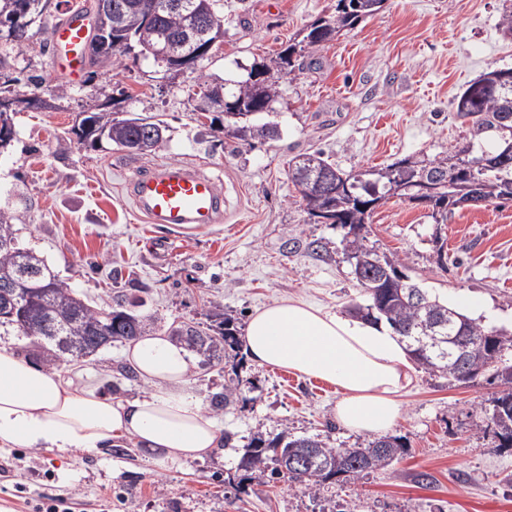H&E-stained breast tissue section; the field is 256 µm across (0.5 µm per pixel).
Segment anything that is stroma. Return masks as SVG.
<instances>
[{"instance_id":"35a3bbf8","label":"stroma","mask_w":512,"mask_h":512,"mask_svg":"<svg viewBox=\"0 0 512 512\" xmlns=\"http://www.w3.org/2000/svg\"><path fill=\"white\" fill-rule=\"evenodd\" d=\"M335 7L336 0H218L224 39L194 68L170 73L127 54L62 96L50 33L34 27L22 44L1 42L10 66L0 79L15 80L20 92L27 79L39 80L42 101L13 114L16 136L0 153V209L12 215L19 245L92 305L145 316L151 332L214 329L227 317L241 329L255 309L289 297L343 312L366 304L344 254L347 227L310 218L288 162L321 151L343 171H379L447 155L468 140L472 122L459 116L458 97L485 73L512 67V37L501 27L512 0H386L377 14L295 58L268 116L279 139L227 137L223 113L201 111L200 77L244 78ZM89 112L158 116L166 140L143 157L107 139L80 143L72 129ZM172 162L215 179L224 193L219 224L178 233L134 209L129 181ZM363 234L433 294L457 307L483 301L480 323L512 331L511 200L437 216L395 196L376 207ZM313 240L323 256L307 250ZM124 350L116 342L62 370L76 386L134 397L148 385L125 376ZM195 360L189 386L206 406L223 394L225 379L237 373L245 381L243 402L214 414L234 433L233 447L164 465L130 442L121 455L0 449L8 466L0 512H48L64 496L73 497L74 512H512V448L485 429L499 381L460 385L415 369L394 431L404 456L357 480L307 490L239 471L237 462L257 434L366 446L368 436L337 423L334 388L241 354Z\"/></svg>"}]
</instances>
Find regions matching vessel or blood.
<instances>
[{"instance_id": "obj_1", "label": "vessel or blood", "mask_w": 512, "mask_h": 512, "mask_svg": "<svg viewBox=\"0 0 512 512\" xmlns=\"http://www.w3.org/2000/svg\"><path fill=\"white\" fill-rule=\"evenodd\" d=\"M57 51L53 70L78 81L85 67V47L90 39L89 21L75 11L54 31ZM130 196L148 223L176 230H202L219 223L224 213V194L216 181L180 163H168L136 177Z\"/></svg>"}]
</instances>
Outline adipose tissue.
<instances>
[{"label":"adipose tissue","mask_w":512,"mask_h":512,"mask_svg":"<svg viewBox=\"0 0 512 512\" xmlns=\"http://www.w3.org/2000/svg\"><path fill=\"white\" fill-rule=\"evenodd\" d=\"M247 358L336 388V420L368 435L394 430L400 396L413 379L404 343L384 323L300 300L269 304L248 320ZM150 392L122 398L75 387L49 370L0 347V449L94 451L133 442L156 462L203 459L218 452L222 429L189 387L193 361L186 347L160 332L125 350Z\"/></svg>","instance_id":"adipose-tissue-1"}]
</instances>
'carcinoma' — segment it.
I'll return each mask as SVG.
<instances>
[{
    "mask_svg": "<svg viewBox=\"0 0 512 512\" xmlns=\"http://www.w3.org/2000/svg\"><path fill=\"white\" fill-rule=\"evenodd\" d=\"M164 0H112L123 7L134 21L132 45L140 50L156 43L164 34L176 36L193 23L181 11L165 9ZM196 10L211 17L215 25H224V17L215 10L217 0H191ZM384 0H337L335 13L310 26L303 39L288 46L286 53L274 61L276 71L287 69L294 55L332 40L352 28L361 19L378 13ZM126 52L114 47L87 59L88 67L103 69L115 64L117 55ZM498 83L491 85L487 77L470 84L459 96L457 111L473 121L472 141L444 158L414 162V178L435 187L434 194L417 201L429 203L441 213H450L464 206H478L494 199L512 200V67L496 70ZM279 96L278 79L271 68L252 69L247 77L233 83L224 98L237 101L245 111L274 104ZM162 124L152 116L118 119L110 112H93L83 119L78 137L94 139L102 129L106 137L120 148L134 138H146L152 128ZM224 132L240 141L272 139L278 136L277 126L256 120L224 117ZM316 163L305 168L293 157L288 174L295 185L316 178L326 170L337 168L320 153L314 152ZM404 159L386 167L385 174L371 181L363 174L345 175L346 186L341 193L325 187L321 194H301L306 209L315 221L325 224L349 225L344 252L354 277L367 297L368 304L354 312L361 318L386 322L407 344L410 359L419 367L440 373L457 382H471L487 372L499 380L504 389L493 398L486 410V428L499 441V447H512V332L488 329L461 310L429 294L401 270L396 257L379 255L365 244L360 234L368 223L375 204L394 191ZM17 289L23 295L21 307L0 305V336H22L43 349L56 365L96 355L101 349L99 333L105 329L112 341H130L146 333V319L126 310H111L112 318L102 316L103 309L94 307L62 283L51 277L44 261L35 253L17 246L11 217L0 210V292ZM428 323L438 331L460 334L466 346L464 368L448 357L423 351L416 336L424 335L421 324ZM177 340L196 352L216 357L218 347L239 349L240 339L230 319L226 318L220 337L201 329L175 331ZM494 337L488 345L483 337ZM404 453V444L397 437L383 436L365 447H331L316 437L291 438L283 432L271 440L261 436L251 439L237 468L246 472L268 471L291 484L311 489L332 480H356L363 474L384 468ZM308 457L309 465L298 471L294 463Z\"/></svg>",
    "mask_w": 512,
    "mask_h": 512,
    "instance_id": "1",
    "label": "carcinoma"
}]
</instances>
